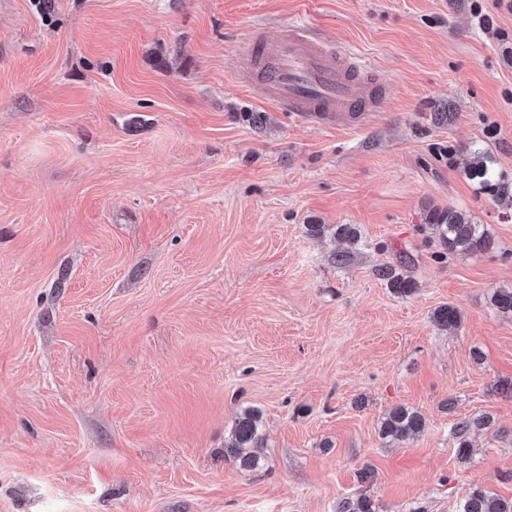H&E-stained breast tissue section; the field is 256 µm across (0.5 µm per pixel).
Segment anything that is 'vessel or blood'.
<instances>
[{
  "label": "vessel or blood",
  "instance_id": "1",
  "mask_svg": "<svg viewBox=\"0 0 512 512\" xmlns=\"http://www.w3.org/2000/svg\"><path fill=\"white\" fill-rule=\"evenodd\" d=\"M237 69L258 99L317 128L366 126L386 93L385 83L358 55L299 25L272 40L254 33Z\"/></svg>",
  "mask_w": 512,
  "mask_h": 512
}]
</instances>
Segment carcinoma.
Segmentation results:
<instances>
[{"label":"carcinoma","instance_id":"obj_1","mask_svg":"<svg viewBox=\"0 0 512 512\" xmlns=\"http://www.w3.org/2000/svg\"><path fill=\"white\" fill-rule=\"evenodd\" d=\"M461 166L464 174L480 179L483 186L496 199L512 198V177L493 167L489 153L481 148H468L462 153ZM428 227L435 231L441 247L450 255L483 252L491 247V237L482 224L472 223L468 217L454 209L435 210L430 213ZM376 276L386 281L392 292L408 295L416 290V283L403 275L393 263H383L375 268ZM496 311L512 317V288H498L492 296ZM438 327L448 329L459 325L461 313L457 307L445 305L434 314ZM425 426L423 415L405 406L392 408L382 419L379 435L384 444L410 440L419 435ZM493 421L488 415L461 419L454 423L456 438L455 456L461 463L473 456L470 434L474 430H489ZM264 437L260 432L259 415L253 409L243 412L234 422L231 440L225 445L224 457L233 458L243 469L254 470L262 461L261 449ZM337 512H374L371 500L360 495L341 500ZM458 512H512V499L499 498L487 489L476 487L459 504Z\"/></svg>","mask_w":512,"mask_h":512}]
</instances>
